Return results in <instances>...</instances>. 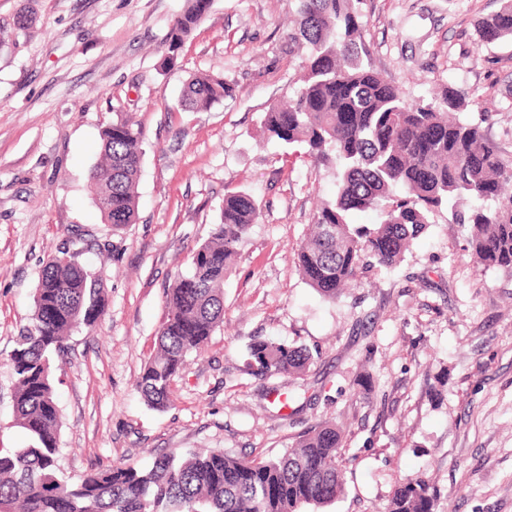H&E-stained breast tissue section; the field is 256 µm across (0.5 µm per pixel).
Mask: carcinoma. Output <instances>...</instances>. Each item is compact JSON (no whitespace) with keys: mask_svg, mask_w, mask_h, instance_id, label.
Returning <instances> with one entry per match:
<instances>
[{"mask_svg":"<svg viewBox=\"0 0 512 512\" xmlns=\"http://www.w3.org/2000/svg\"><path fill=\"white\" fill-rule=\"evenodd\" d=\"M212 0H187L167 36L162 61L173 66L206 18ZM359 0H298L288 40L301 52V84L293 99L265 113L263 134L330 164L336 196L323 203L297 251L305 282L328 300L359 281L370 264L393 267L413 240L446 209L469 226L468 245L485 269L512 272V160L480 124L461 119L465 97L448 86L426 104L370 62ZM479 41L512 39V0L477 21ZM232 91L222 76L193 73L182 102L206 111ZM102 161L89 176L102 221L119 231L137 221L141 133L129 121L101 131ZM378 212L376 224L351 222L357 211ZM259 207L246 191L224 195L219 219L193 251L190 270L167 288V314L157 351L137 388L154 408L170 404L172 383L187 358L208 343L224 320V278ZM80 251L61 250L42 261L30 322L11 354L15 424L27 443L0 448V512H322L344 493L349 458L336 424L325 421L274 457H233L221 449L161 455L146 467L115 464L72 481L59 467L60 415L53 371L72 330L93 329L105 314L100 275ZM253 375L300 376L312 355L303 346L266 339L249 345ZM437 496L423 476L392 491L387 512H435Z\"/></svg>","mask_w":512,"mask_h":512,"instance_id":"carcinoma-1","label":"carcinoma"}]
</instances>
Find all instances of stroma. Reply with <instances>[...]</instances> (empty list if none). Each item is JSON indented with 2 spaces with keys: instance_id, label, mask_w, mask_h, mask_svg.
Listing matches in <instances>:
<instances>
[{
  "instance_id": "stroma-1",
  "label": "stroma",
  "mask_w": 512,
  "mask_h": 512,
  "mask_svg": "<svg viewBox=\"0 0 512 512\" xmlns=\"http://www.w3.org/2000/svg\"><path fill=\"white\" fill-rule=\"evenodd\" d=\"M29 1L38 20L16 29ZM503 4L361 0L360 13L373 67L409 102L453 86L512 159V40L484 44L475 31ZM185 6L0 0V448L24 441L10 355L41 263L75 234L103 273L107 307L94 330L72 331L54 372L67 476L187 449L277 455L326 420L353 459L331 512H386L394 487L417 474L437 490V512H512V274L478 266L466 226L443 213L399 264L322 298L296 250L336 194L333 171L261 134L265 112L297 85V0H213L166 69V35ZM198 71L232 91L188 112L181 90ZM121 119L139 128L143 158L138 220L115 233L89 173L102 128ZM238 190L261 212L224 280V322L188 358L170 406L153 409L136 383L157 349L166 290ZM257 338L309 348L305 376H253Z\"/></svg>"
}]
</instances>
